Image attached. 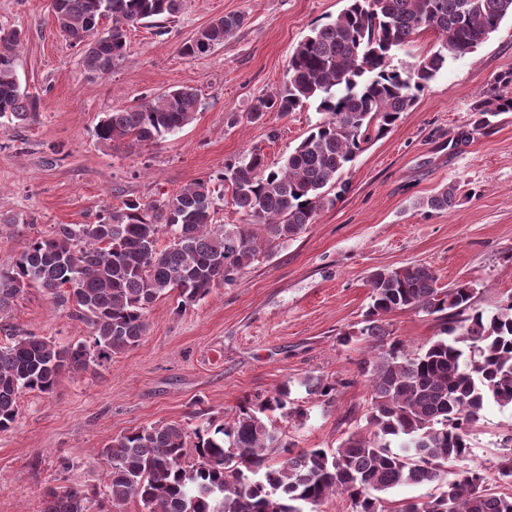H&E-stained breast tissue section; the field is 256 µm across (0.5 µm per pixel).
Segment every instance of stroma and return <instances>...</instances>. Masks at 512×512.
I'll return each mask as SVG.
<instances>
[{
    "label": "stroma",
    "instance_id": "obj_1",
    "mask_svg": "<svg viewBox=\"0 0 512 512\" xmlns=\"http://www.w3.org/2000/svg\"><path fill=\"white\" fill-rule=\"evenodd\" d=\"M344 6L183 0L172 19L129 28L126 58L93 78L46 0H0V29L25 36L18 79L39 99L33 123L0 132V210L16 218L0 226V270L55 225L90 224L125 200L151 202L199 179L214 181L218 223H245L229 183L217 176L253 150L280 166L320 120L312 104L256 124L246 114L259 97L284 88L294 47ZM225 14L243 15L244 27L208 56L180 55L183 42ZM509 69L511 18L473 53L449 60L413 110L366 146L343 175L345 193L299 238L193 305L161 297L146 311L143 339L107 366L64 374L49 394L25 393L17 426L0 431V512H42L51 487L102 488L100 451L114 436L153 424L229 423L244 397L287 382L306 422L297 426L276 412L270 418L298 449H333L364 427L370 389L359 364L371 344L358 330L370 303L369 272L429 266L438 287L470 282L475 307L488 314L512 291V112L479 130L471 110ZM182 86L200 99L190 124L155 142H98L95 127L105 113ZM444 185L458 189L452 210L419 207ZM387 323L411 354L440 333L439 320L425 313L398 311ZM27 332L64 344L89 336L37 287L0 318L1 343ZM309 375L335 383L331 403L299 387ZM511 434L512 407L487 404L469 434V459L449 462L448 479L479 466L492 490L511 494L512 480L498 473L512 456L503 446Z\"/></svg>",
    "mask_w": 512,
    "mask_h": 512
}]
</instances>
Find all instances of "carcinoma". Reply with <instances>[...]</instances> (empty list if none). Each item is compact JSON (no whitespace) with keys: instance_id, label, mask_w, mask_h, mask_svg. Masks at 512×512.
I'll return each instance as SVG.
<instances>
[{"instance_id":"carcinoma-1","label":"carcinoma","mask_w":512,"mask_h":512,"mask_svg":"<svg viewBox=\"0 0 512 512\" xmlns=\"http://www.w3.org/2000/svg\"><path fill=\"white\" fill-rule=\"evenodd\" d=\"M183 0H56L59 31L91 32L111 20L109 38L81 48L88 75L107 76L128 53L127 28L172 17ZM512 18V0H347L327 23L311 30L289 57L288 83L257 100L247 120L288 114L316 104L322 118L273 169L259 151L225 164L218 180L230 184L245 224L215 223L210 180H198L160 200L131 198L92 224H58L31 238L15 265L0 271V315L38 286L90 329V343L61 345L34 334L0 344V431L16 427L19 398L51 393L59 377L100 367L139 343L150 304L176 290L182 304L235 281L261 256L306 232L326 205L345 192L342 174L366 144L385 137L415 106L418 95L448 59L463 58ZM245 24L239 14L215 18L180 46L188 58L205 56ZM438 34L435 48L412 65L392 64L423 31ZM23 42L14 29L0 31V127L35 121L38 99L21 89L15 69ZM196 91L182 87L137 107L105 114L96 126L102 144L155 141L194 120ZM476 124L512 112V69L499 73L475 101ZM338 188L334 197L329 190ZM456 188H440L420 205L450 210ZM168 234L161 249L158 239ZM371 303L359 335L374 345L361 365L371 390L365 429L350 433L333 451L296 444L265 418L266 412L300 424L306 412L288 401L286 385L245 397L230 424L190 428L150 425L118 435L100 455L108 468L104 492L47 491L43 512H123L131 500L144 512H318L329 497L345 495L352 512H512V494L487 485L482 468L444 480L450 460L471 452L469 429L489 402L512 406V292L487 314L474 306V288L458 282L437 287L425 265L376 269L368 275ZM397 311L439 315L444 336L416 355L391 338L386 317ZM466 348H461L460 344ZM330 403L336 384L301 381ZM400 438V451L391 450ZM284 453L277 464L270 455ZM438 483L424 503L394 506L383 497L401 485Z\"/></svg>"}]
</instances>
